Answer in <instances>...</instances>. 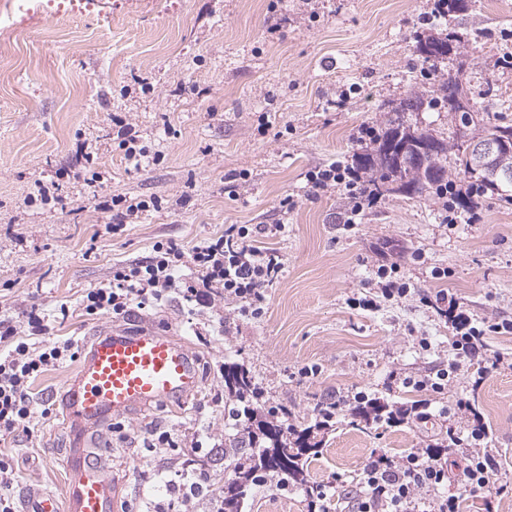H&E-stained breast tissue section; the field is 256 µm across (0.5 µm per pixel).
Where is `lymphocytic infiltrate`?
<instances>
[{"label":"lymphocytic infiltrate","instance_id":"1","mask_svg":"<svg viewBox=\"0 0 512 512\" xmlns=\"http://www.w3.org/2000/svg\"><path fill=\"white\" fill-rule=\"evenodd\" d=\"M313 188L343 187L350 199L351 216H358L372 200L364 190L357 172L348 167L332 165L311 172ZM157 199L130 198L122 194L100 203L108 213L113 233L122 232L136 223L147 211L159 209ZM268 231L264 224H232L217 238L198 241L191 250H183L175 241H159L149 257L116 265L112 276L88 289L79 306L84 316L96 318L103 314L120 318L132 306H145L152 301L178 299L204 308H220L226 302L239 303L241 315L261 317L267 303V289L282 269L281 258L273 249L257 246L256 241ZM187 275L177 276L179 267ZM423 306L448 315L455 330L452 342L453 362L420 378L402 376L406 386L430 389L440 394L453 381L459 361L475 357L486 333H512V320L480 326L477 319L465 313L455 294L423 295ZM24 327L12 319L0 318V437L28 430L35 416H49L50 408L36 409L31 385L41 374L75 358L79 341L76 338L54 340L50 327L38 306L25 311ZM441 416H466L470 423L467 436L449 432L454 445L470 447L462 470V487L466 494L483 495L493 501L503 494V487H491L498 461L489 450V432L469 400L459 398L442 406ZM448 479V467L432 449L401 458L383 456L372 461L365 470L364 491L356 502L357 512H415L420 494H435L433 512H459V498L437 497L436 492Z\"/></svg>","mask_w":512,"mask_h":512}]
</instances>
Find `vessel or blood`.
<instances>
[{
	"mask_svg": "<svg viewBox=\"0 0 512 512\" xmlns=\"http://www.w3.org/2000/svg\"><path fill=\"white\" fill-rule=\"evenodd\" d=\"M202 383L189 349L151 327H115L98 338L66 381V414L77 426L64 465L72 475L63 494L37 490L22 512H112L114 488L93 465L91 436L110 417L177 402Z\"/></svg>",
	"mask_w": 512,
	"mask_h": 512,
	"instance_id": "1",
	"label": "vessel or blood"
}]
</instances>
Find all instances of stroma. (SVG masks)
Here are the masks:
<instances>
[{
  "mask_svg": "<svg viewBox=\"0 0 512 512\" xmlns=\"http://www.w3.org/2000/svg\"><path fill=\"white\" fill-rule=\"evenodd\" d=\"M435 0H96L66 20L22 16L19 0H0V315L24 323L30 304L53 320V335L74 336L89 349L105 319H87L82 294L108 278L113 265L150 255L157 241L191 248L229 224L279 225L262 246L278 251L283 269L268 289L261 318L223 311L188 312L179 302L136 311L134 329L149 324L184 342L202 384L183 401L152 406L104 423L97 458L112 477L113 512H148L171 498L162 472L191 455L194 434L208 431L232 446L240 430L228 415L221 365L251 368L265 405L286 407L288 421L313 424L320 405L337 403L308 479L335 481L332 512H350L364 470L378 456L403 457L434 446L452 476L440 495L460 494L461 512H484L481 496L461 495L455 478L461 448L444 447L447 427L467 422L432 417L390 425L356 416L347 397L363 391L399 407L456 397L471 401L492 436L499 466L496 512H512V369L473 381L479 360L461 363L442 395L404 387L392 373L423 374L451 362L455 331L419 302L420 294H457L474 317L512 319V199L470 194L471 179L451 170L467 193L439 198L427 189L386 194L346 226L343 191H315L310 172L372 149L364 130L382 133L389 111L416 92L438 95L458 80L479 108L461 128L458 113L425 108L402 113L405 125L450 141L460 131L512 125V0H457L448 16ZM455 35L459 54L431 71L415 50L416 34ZM159 151L133 168L118 148V125ZM86 168L103 180L71 178ZM55 184L60 203L36 201L37 183ZM122 193L156 197L120 236L106 228L98 204ZM290 209H282V200ZM471 209L475 223L448 224ZM398 266L411 292L383 299L378 271ZM447 269L443 279L433 269ZM70 316L59 321L61 307ZM428 338L430 350L418 341ZM318 367L303 379L297 372ZM68 361L32 385L52 415L0 440V456L19 474V491H63L62 463L72 445L62 389L75 371ZM174 430L180 448L149 449L155 429ZM244 512H307L300 487H255Z\"/></svg>",
  "mask_w": 512,
  "mask_h": 512,
  "instance_id": "35a3bbf8",
  "label": "stroma"
}]
</instances>
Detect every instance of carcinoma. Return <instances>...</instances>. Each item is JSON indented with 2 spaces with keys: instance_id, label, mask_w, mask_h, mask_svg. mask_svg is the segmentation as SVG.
Instances as JSON below:
<instances>
[{
  "instance_id": "carcinoma-1",
  "label": "carcinoma",
  "mask_w": 512,
  "mask_h": 512,
  "mask_svg": "<svg viewBox=\"0 0 512 512\" xmlns=\"http://www.w3.org/2000/svg\"><path fill=\"white\" fill-rule=\"evenodd\" d=\"M428 37L415 35L416 52L423 59V62L433 67L445 61V57L458 51V46L453 43L452 37L446 35L442 40L446 41V49L437 45H425ZM436 106L438 104L454 112L456 108L448 102V96L424 98L416 95L400 103L396 108L398 112L412 111L420 108L423 104ZM404 127L401 122L392 121L383 134L377 138L376 146L365 153H356L353 156V165L364 173H372L374 177L365 182L366 190L373 195H381L385 187L402 177L407 183L421 192L434 185H440L443 179L429 180L421 168L409 163L401 170L396 171L384 164L381 159V152L387 137L390 133ZM456 154V161L460 172L477 182L484 190L489 189L488 183L480 176L473 174L468 167L466 148L464 143L456 141L451 145ZM224 388L227 389L229 397L236 400L235 411L244 414L241 421L242 431L251 437V452L240 461L229 463L233 477L224 478L223 471H217L212 466L210 459L199 456L187 461L189 469L206 471L211 474V483L219 485L223 495L224 512H241V508L248 498L252 486L255 485L253 477L256 475L271 474L277 477L291 478L293 481L307 483L308 463L311 454L317 453L313 429L306 428L297 431L293 426L272 421L257 419L255 415V404L258 400L259 386L255 376L245 365L240 363L224 364ZM388 417L395 413V409L373 401L366 406L357 409L356 415L369 417L370 414Z\"/></svg>"
}]
</instances>
